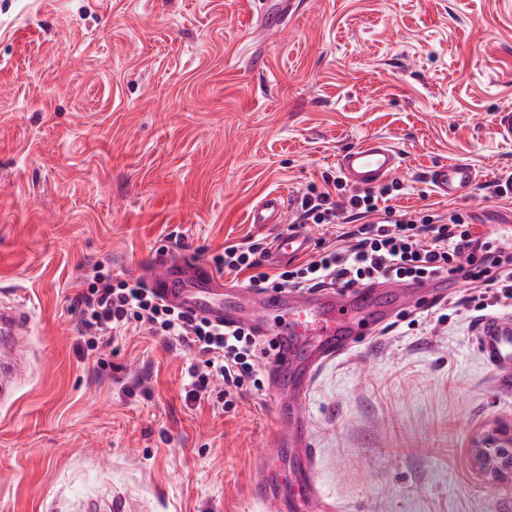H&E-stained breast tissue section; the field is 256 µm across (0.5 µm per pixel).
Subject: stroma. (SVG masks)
Returning a JSON list of instances; mask_svg holds the SVG:
<instances>
[{
    "label": "stroma",
    "mask_w": 512,
    "mask_h": 512,
    "mask_svg": "<svg viewBox=\"0 0 512 512\" xmlns=\"http://www.w3.org/2000/svg\"><path fill=\"white\" fill-rule=\"evenodd\" d=\"M246 0H0V296L30 316L33 369L0 405V512H46L70 491L125 492L150 512H259L270 389L231 408L187 402L193 354L133 332L78 349L71 303L97 264L136 281L156 256L213 266L225 243L266 237L254 203L296 200L338 176L337 155L378 136L402 167L392 206L458 211L494 230L512 141V0H307L253 58ZM479 172L465 201L437 197L435 165ZM394 309L315 374L304 403L314 477L335 512H512L470 450L512 431V382L482 357L480 285L446 283Z\"/></svg>",
    "instance_id": "1"
}]
</instances>
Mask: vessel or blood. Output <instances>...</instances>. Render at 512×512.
Listing matches in <instances>:
<instances>
[{"label": "vessel or blood", "mask_w": 512, "mask_h": 512, "mask_svg": "<svg viewBox=\"0 0 512 512\" xmlns=\"http://www.w3.org/2000/svg\"><path fill=\"white\" fill-rule=\"evenodd\" d=\"M253 17L251 37L264 44L287 27L304 8V0H249ZM402 157L387 140L370 137L336 158L345 181L356 188L377 186L400 169ZM434 192L443 198L469 199L479 174L469 163L451 161L433 167L427 176ZM289 202L282 193H270L251 209L249 221L275 231L266 262L278 266L306 255L311 240L301 229L281 231ZM153 287L186 313L205 316L216 323L243 325L275 344L268 370L273 378V442L279 454L293 460L289 469L277 461L266 462L253 488L261 512H292L300 505L311 512H330L315 480V451L309 446L302 410L312 372L327 360L343 354L358 336L376 334L390 313L379 287L340 290L322 286L307 290H260L225 283L221 272L204 270L195 263L168 256L157 258L150 277ZM30 318L18 305L0 302V349L10 352L28 331ZM484 359L503 377H512V317L491 316L480 322L477 336ZM23 358L0 361V403L9 401L27 378ZM59 512H133L121 493L69 496Z\"/></svg>", "instance_id": "b4317fda"}]
</instances>
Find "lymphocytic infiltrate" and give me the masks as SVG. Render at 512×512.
<instances>
[{
	"instance_id": "f902f5d3",
	"label": "lymphocytic infiltrate",
	"mask_w": 512,
	"mask_h": 512,
	"mask_svg": "<svg viewBox=\"0 0 512 512\" xmlns=\"http://www.w3.org/2000/svg\"><path fill=\"white\" fill-rule=\"evenodd\" d=\"M393 191L389 184L349 189L337 178L329 189L305 193L296 223L333 224L346 214L357 226L341 232L336 242L318 240L314 255L293 268L267 270L263 257L268 244L262 238L225 245L215 263L227 273L246 274L251 288L281 291L328 284L351 289L375 281L422 284L448 276L482 283L494 302L512 300V249L480 241L460 213L449 214L444 223L435 215L397 213L388 204ZM85 282L73 308L80 315L78 332L87 350L100 349L129 328L143 329L193 351L187 400L208 396L217 380L223 381L228 397L247 386L260 387L258 374L274 345L250 328L188 316L148 283L118 279L99 265Z\"/></svg>"
}]
</instances>
